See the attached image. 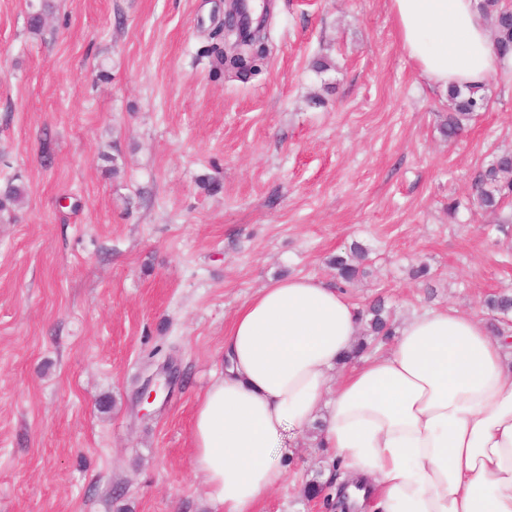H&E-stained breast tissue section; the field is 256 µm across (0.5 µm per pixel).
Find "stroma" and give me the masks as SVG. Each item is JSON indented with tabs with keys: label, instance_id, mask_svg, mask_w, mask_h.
<instances>
[{
	"label": "stroma",
	"instance_id": "35a3bbf8",
	"mask_svg": "<svg viewBox=\"0 0 512 512\" xmlns=\"http://www.w3.org/2000/svg\"><path fill=\"white\" fill-rule=\"evenodd\" d=\"M223 21L224 0H0V184L25 189L0 210V512H215L191 431L226 325L270 281L335 280L352 243L348 296L399 321L512 294V197L472 190L512 150L511 65L451 143L387 0H274L268 62L239 77L205 55ZM284 458L259 512H326L304 488L343 465Z\"/></svg>",
	"mask_w": 512,
	"mask_h": 512
}]
</instances>
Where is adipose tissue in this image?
I'll return each mask as SVG.
<instances>
[{"mask_svg": "<svg viewBox=\"0 0 512 512\" xmlns=\"http://www.w3.org/2000/svg\"><path fill=\"white\" fill-rule=\"evenodd\" d=\"M401 51L429 83L482 86L504 61L478 0H388ZM360 332L335 284L264 285L224 330L200 396L195 462L217 512H257L284 449L316 432L379 512H512V349L452 307L406 319L386 352L340 364Z\"/></svg>", "mask_w": 512, "mask_h": 512, "instance_id": "adipose-tissue-1", "label": "adipose tissue"}]
</instances>
